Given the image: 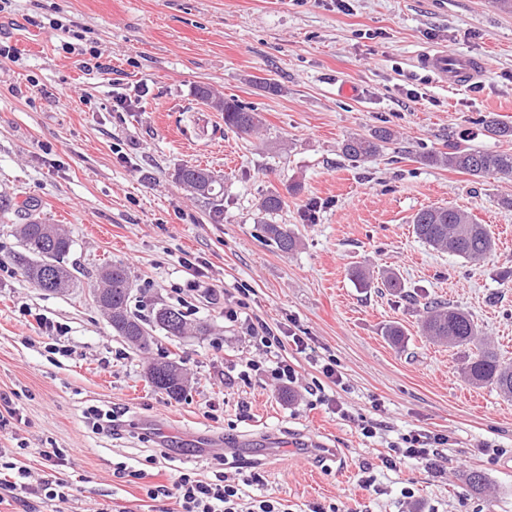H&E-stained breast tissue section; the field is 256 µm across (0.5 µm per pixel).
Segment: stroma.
I'll return each instance as SVG.
<instances>
[{"mask_svg": "<svg viewBox=\"0 0 512 512\" xmlns=\"http://www.w3.org/2000/svg\"><path fill=\"white\" fill-rule=\"evenodd\" d=\"M58 19L79 32L64 45L32 26ZM0 42L20 58L0 62V193L62 225L78 286L45 292L18 273L17 212L0 215V448L41 474L42 450L73 459V491L62 512H157L146 483L189 467L202 480L237 462L259 473L249 496L270 493L290 512L345 503L354 512H512V398L470 385L462 364L474 346H438L419 331L421 303L466 312L499 356L512 362V179H476L420 161L448 141L512 152L489 133L486 113L512 125V13L492 0H12L0 13ZM440 46L486 60L460 89L417 64ZM98 66H91V58ZM278 84L270 94L257 79ZM254 107L259 133L236 134L197 87ZM128 99L114 107L116 96ZM380 127L396 137L380 156L354 163L340 150ZM181 165L224 180L221 215L174 180ZM272 215L297 234L285 254L256 224L267 195ZM452 205L495 234L476 265L422 243L413 215ZM204 261L196 279L180 258ZM126 264L132 310L169 305L206 334L155 331L143 354L115 336L91 287L105 264ZM395 273L404 294L364 286L356 268ZM271 328L308 337L335 356L350 412L383 423L363 439L306 392L267 375L230 380L258 358L242 322L225 319L239 287ZM55 331L39 330L37 316ZM402 327L392 345L385 327ZM179 360L189 375L182 400L148 383L149 360ZM381 411H373V402ZM114 411L94 427L91 410ZM448 438L445 473L394 472L379 456L398 434ZM503 456L488 462L487 447ZM375 478L365 489L363 469ZM482 470L483 490L467 473ZM146 479L133 478L136 470ZM413 498H405V487Z\"/></svg>", "mask_w": 512, "mask_h": 512, "instance_id": "obj_1", "label": "stroma"}]
</instances>
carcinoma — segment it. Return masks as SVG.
Returning a JSON list of instances; mask_svg holds the SVG:
<instances>
[{
	"mask_svg": "<svg viewBox=\"0 0 512 512\" xmlns=\"http://www.w3.org/2000/svg\"><path fill=\"white\" fill-rule=\"evenodd\" d=\"M197 95L224 113V125L241 135L251 136L262 124L260 113L238 103L235 99L217 97L206 87H198ZM486 129L499 137H512V126L488 114L480 119ZM394 137V132L381 127L368 136L352 135L342 143V153L352 162H365L376 157L381 144ZM434 165L468 173L476 178H512V153L462 149L453 144L448 150L423 156ZM175 181L190 188L206 200H216L224 194L221 179L207 168L183 165L174 174ZM265 237L283 253H290L299 245L295 233L285 224L258 220ZM416 236L428 246L460 257L469 263L489 255L495 246L492 234L485 224L474 222L464 211L451 206H431L419 210L412 219ZM14 235L21 251L14 256L24 278L36 287L54 294L65 293L75 286L67 257L73 240L55 224H45L31 216L15 225ZM98 290L107 295L103 308L113 333L119 337L138 333L151 336L156 330L168 336L179 337L188 329L185 313L173 306L162 305L152 309L148 319L132 312L129 302L132 281L128 267L122 262L106 265L100 275ZM421 332L431 341L450 347L473 344L478 353L470 358L463 373L473 385H492L503 396L512 398V362H506L490 345L478 339L474 321L464 311L445 302H431L421 321ZM151 385L174 400L187 391L184 368L175 360L154 365L147 370Z\"/></svg>",
	"mask_w": 512,
	"mask_h": 512,
	"instance_id": "1",
	"label": "carcinoma"
}]
</instances>
